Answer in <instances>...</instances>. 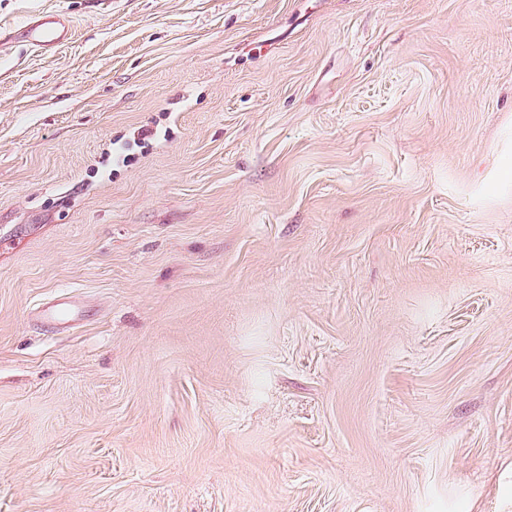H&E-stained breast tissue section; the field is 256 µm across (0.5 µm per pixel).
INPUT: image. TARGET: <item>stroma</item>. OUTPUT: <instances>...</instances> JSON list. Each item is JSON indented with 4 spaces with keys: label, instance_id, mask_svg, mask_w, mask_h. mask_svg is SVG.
Listing matches in <instances>:
<instances>
[{
    "label": "stroma",
    "instance_id": "obj_1",
    "mask_svg": "<svg viewBox=\"0 0 512 512\" xmlns=\"http://www.w3.org/2000/svg\"><path fill=\"white\" fill-rule=\"evenodd\" d=\"M42 9L71 40L0 52V512H512V0L0 26Z\"/></svg>",
    "mask_w": 512,
    "mask_h": 512
}]
</instances>
